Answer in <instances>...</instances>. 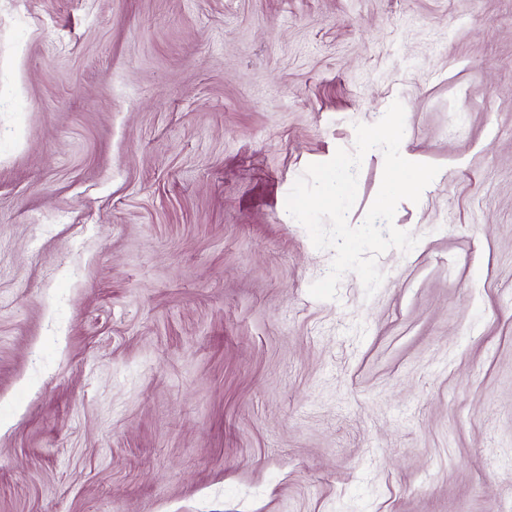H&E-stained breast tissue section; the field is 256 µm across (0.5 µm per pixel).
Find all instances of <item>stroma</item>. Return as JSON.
Segmentation results:
<instances>
[{
  "mask_svg": "<svg viewBox=\"0 0 512 512\" xmlns=\"http://www.w3.org/2000/svg\"><path fill=\"white\" fill-rule=\"evenodd\" d=\"M396 100L420 242L314 299ZM0 512H512V0H0Z\"/></svg>",
  "mask_w": 512,
  "mask_h": 512,
  "instance_id": "1",
  "label": "stroma"
}]
</instances>
